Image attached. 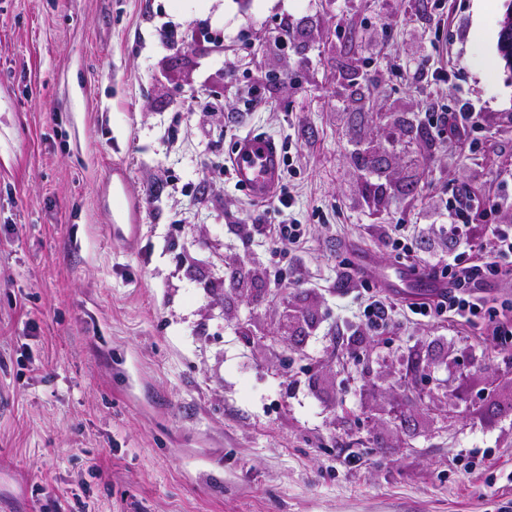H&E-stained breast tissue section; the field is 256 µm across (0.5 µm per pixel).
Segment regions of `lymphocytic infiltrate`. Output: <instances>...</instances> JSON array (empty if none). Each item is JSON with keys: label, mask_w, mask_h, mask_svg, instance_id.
Returning <instances> with one entry per match:
<instances>
[{"label": "lymphocytic infiltrate", "mask_w": 512, "mask_h": 512, "mask_svg": "<svg viewBox=\"0 0 512 512\" xmlns=\"http://www.w3.org/2000/svg\"><path fill=\"white\" fill-rule=\"evenodd\" d=\"M479 206L492 213L500 204L495 199L476 200L463 191L454 203L446 205V220L441 229L457 246L456 252L444 260L442 276L448 284L447 291L439 296L414 297L405 308L422 317L434 310L449 312L453 318L465 322L479 317L490 335L497 337L512 330V316L497 311L485 312L484 292L490 281L512 278V225H496L484 259H465L460 249L470 240L472 229L465 214L470 208Z\"/></svg>", "instance_id": "obj_1"}]
</instances>
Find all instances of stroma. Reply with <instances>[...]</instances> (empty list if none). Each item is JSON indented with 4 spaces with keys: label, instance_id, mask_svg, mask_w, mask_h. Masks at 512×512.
I'll return each instance as SVG.
<instances>
[{
    "label": "stroma",
    "instance_id": "stroma-1",
    "mask_svg": "<svg viewBox=\"0 0 512 512\" xmlns=\"http://www.w3.org/2000/svg\"><path fill=\"white\" fill-rule=\"evenodd\" d=\"M505 9L0 0V512H512V338L366 331L344 266L382 286L381 225L463 184L512 224ZM249 133L289 212L225 178ZM285 220L300 250L248 232ZM455 113L459 114L461 119H473L474 112H425V119L427 126L431 128L437 137H441L444 134L455 132L461 127L464 131V127L459 126L456 120Z\"/></svg>",
    "mask_w": 512,
    "mask_h": 512
}]
</instances>
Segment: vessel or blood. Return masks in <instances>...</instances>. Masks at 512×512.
Returning a JSON list of instances; mask_svg holds the SVG:
<instances>
[{
    "instance_id": "1",
    "label": "vessel or blood",
    "mask_w": 512,
    "mask_h": 512,
    "mask_svg": "<svg viewBox=\"0 0 512 512\" xmlns=\"http://www.w3.org/2000/svg\"><path fill=\"white\" fill-rule=\"evenodd\" d=\"M232 162L237 184L254 198L263 199L280 178L282 154L274 139L249 134L239 139ZM387 286L393 293L403 296H431L442 291L446 283L406 267L398 270Z\"/></svg>"
}]
</instances>
